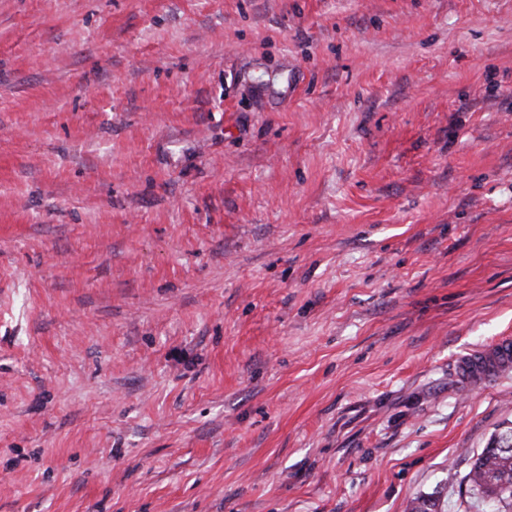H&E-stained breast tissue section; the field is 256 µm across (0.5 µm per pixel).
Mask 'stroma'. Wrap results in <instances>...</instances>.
I'll return each instance as SVG.
<instances>
[{
    "label": "stroma",
    "mask_w": 512,
    "mask_h": 512,
    "mask_svg": "<svg viewBox=\"0 0 512 512\" xmlns=\"http://www.w3.org/2000/svg\"><path fill=\"white\" fill-rule=\"evenodd\" d=\"M501 336L512 0H0V512H469ZM511 368L512 338L504 337L488 349L473 352L464 358L459 363L458 372L465 383L480 380L482 384H490Z\"/></svg>",
    "instance_id": "35a3bbf8"
}]
</instances>
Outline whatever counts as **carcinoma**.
I'll use <instances>...</instances> for the list:
<instances>
[{
	"instance_id": "cac0c4a2",
	"label": "carcinoma",
	"mask_w": 512,
	"mask_h": 512,
	"mask_svg": "<svg viewBox=\"0 0 512 512\" xmlns=\"http://www.w3.org/2000/svg\"><path fill=\"white\" fill-rule=\"evenodd\" d=\"M472 506L486 512H512V430L498 435L497 446L487 447L466 476Z\"/></svg>"
}]
</instances>
